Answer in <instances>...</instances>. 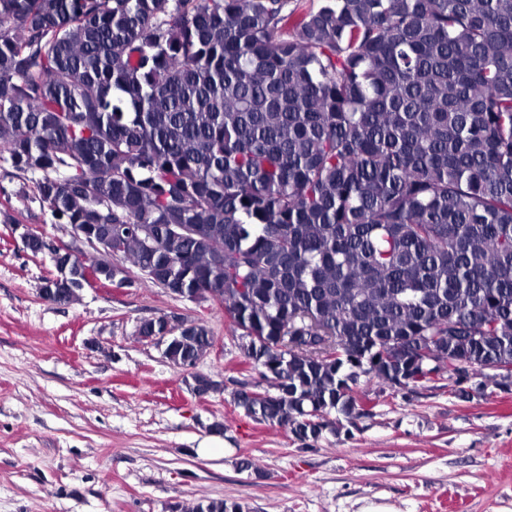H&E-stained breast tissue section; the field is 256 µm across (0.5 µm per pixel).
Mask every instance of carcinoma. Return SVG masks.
Returning <instances> with one entry per match:
<instances>
[{
	"label": "carcinoma",
	"mask_w": 512,
	"mask_h": 512,
	"mask_svg": "<svg viewBox=\"0 0 512 512\" xmlns=\"http://www.w3.org/2000/svg\"><path fill=\"white\" fill-rule=\"evenodd\" d=\"M0 160L122 237L67 258L62 303L127 262L218 304L276 383L237 406L300 441L361 416L362 376L512 364V0H0ZM212 346L183 319L164 355Z\"/></svg>",
	"instance_id": "1"
}]
</instances>
